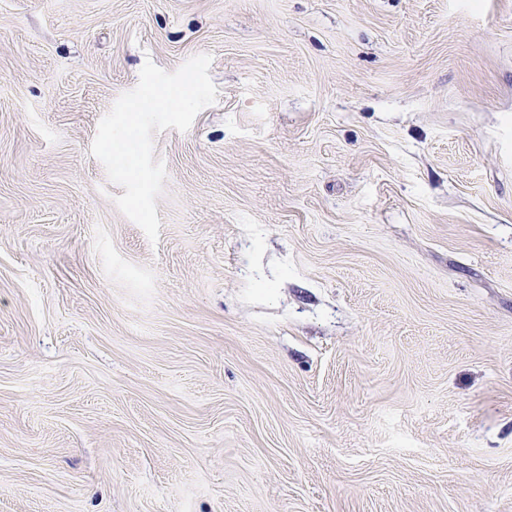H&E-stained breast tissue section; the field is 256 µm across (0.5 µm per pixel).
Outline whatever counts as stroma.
<instances>
[{
    "mask_svg": "<svg viewBox=\"0 0 512 512\" xmlns=\"http://www.w3.org/2000/svg\"><path fill=\"white\" fill-rule=\"evenodd\" d=\"M0 512H512V0H0Z\"/></svg>",
    "mask_w": 512,
    "mask_h": 512,
    "instance_id": "obj_1",
    "label": "stroma"
}]
</instances>
